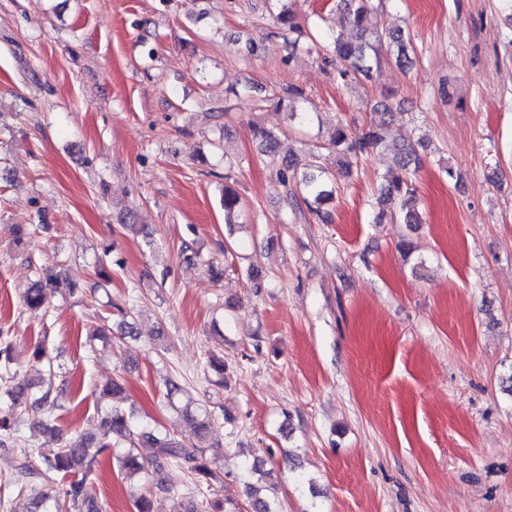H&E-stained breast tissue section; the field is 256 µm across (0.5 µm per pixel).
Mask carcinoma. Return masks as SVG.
<instances>
[{"mask_svg": "<svg viewBox=\"0 0 512 512\" xmlns=\"http://www.w3.org/2000/svg\"><path fill=\"white\" fill-rule=\"evenodd\" d=\"M341 12L338 25L342 28L348 26L358 35L355 42L346 41L339 35L333 38L334 50L340 61L337 76L342 82L347 84L370 78L374 68L380 65V47L384 43L396 51L395 62L398 65L405 66L411 62L410 40L401 29L379 31L372 0H343ZM276 21L288 32L296 34L294 43H299L305 36L304 27L297 23L288 9H282L276 15ZM301 102L305 103L307 99L296 87H290L277 96V106L288 108L293 118L306 114V109L298 108ZM253 134L265 155L277 156L275 135L261 127L253 128ZM329 145L343 156L344 178L352 177L354 168L365 155L378 149L392 150L395 170L383 176L376 203L382 207L398 198L402 223H420L412 176L423 167L424 158L415 145L391 146L372 126L354 134L341 122L333 128ZM279 174L285 182L290 176L299 178L303 203L319 220H328L329 214L321 209V205L335 198L337 186L334 176L322 168L316 172L300 173L298 163L293 160L279 169ZM222 204L224 223H236L241 211V198L228 184L224 185ZM61 287L62 281L56 272L48 267L40 268L36 278L24 290L22 304L29 312H44L50 297ZM109 308L121 315L115 335L134 337V296L129 294L125 300L111 301ZM12 347V337L0 330V445L8 442L19 445L14 480L18 492L32 488L38 481L57 482L51 490L35 493L32 512H103V506L87 497L85 486L106 457L113 458L120 470L129 476L145 474L149 468L156 473L182 470L185 484L165 488L172 499L173 512H227L221 498L224 469L206 456L210 435L219 420L216 410L202 409V415L195 422L194 440L185 441L162 425L139 423L134 414L112 402L123 391L120 380L114 379L99 391V401L104 403L99 430L64 439L58 433L55 415L63 389L51 384L18 390L10 387L9 382L13 378ZM21 407L41 414L39 426L56 438L55 444H42L35 448L24 445L17 427V410ZM262 491L263 488L254 483L247 484L249 512H277Z\"/></svg>", "mask_w": 512, "mask_h": 512, "instance_id": "1", "label": "carcinoma"}]
</instances>
